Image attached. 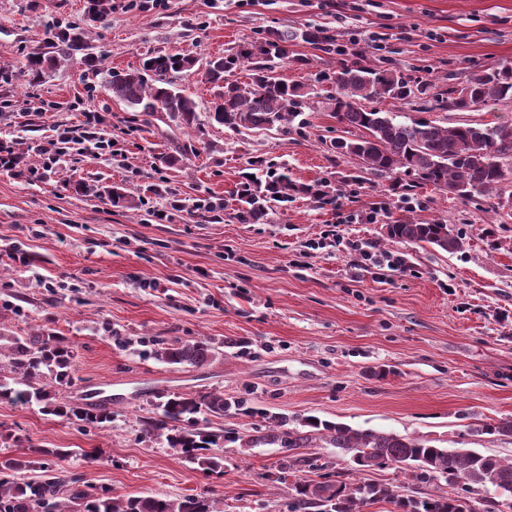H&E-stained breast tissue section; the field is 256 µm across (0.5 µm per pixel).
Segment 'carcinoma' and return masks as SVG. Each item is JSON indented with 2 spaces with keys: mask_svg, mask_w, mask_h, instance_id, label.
I'll list each match as a JSON object with an SVG mask.
<instances>
[{
  "mask_svg": "<svg viewBox=\"0 0 512 512\" xmlns=\"http://www.w3.org/2000/svg\"><path fill=\"white\" fill-rule=\"evenodd\" d=\"M302 41L327 47L332 38L322 29L299 34L273 30L259 42H248L215 56L207 71L209 82L220 88L209 109L211 124L221 125L235 134L244 131L284 129L302 114L310 92L299 83L274 76L285 61L304 64L306 59L289 55L288 44ZM50 47L57 56L34 52L28 59L25 76L39 80L56 59L64 60L87 49L81 33L58 31ZM198 60L186 54L159 51L144 58L138 68L105 71V83L112 97L133 111L154 117L163 112L182 128L198 125L197 104L192 96L176 87L175 79L188 76ZM250 65L251 82L242 84L231 76ZM335 87L328 97L336 119L360 131L352 140L331 142V150L358 158L361 171L377 177L393 174L410 177L407 190L421 185L450 189L463 197L485 194L497 188L512 174V124L485 126L462 123L442 127L432 121L407 123L390 112L367 106L376 99L406 102L414 93L427 88L412 86L399 72L371 67L357 61L342 62L326 77ZM512 100V64H502L472 76L446 92L441 103L459 111H470L488 103ZM238 190L242 208L236 219L244 224L259 221L271 205L285 202L293 193L317 196L320 189L298 186L284 172L262 170V162H248ZM264 171V177L257 176ZM391 239L411 244L426 243L445 251L457 246L448 225L415 222L411 219L387 225ZM155 357L181 367H202L212 358L204 340L160 347ZM74 354L66 338L51 328H41L32 336L0 332V400L35 401L45 412L86 425L104 427L112 422L109 402H60L54 386L73 379ZM266 422V429L240 434L211 428V419H222L229 411ZM288 417L258 413L244 400L229 401L222 392L164 393L156 404L155 417L146 422V432L165 438L195 469L218 473L224 469V456L218 449L224 443L239 444L240 453L252 454L261 446L277 445L289 451L307 447L316 438L329 442L355 465L354 473L403 464L412 478L422 484L444 482L436 494L412 498L396 487L372 483H353L349 473H325L322 480H301L291 487L290 512H361V508L385 501L394 512H477L471 496L494 488L512 499V461L473 450L452 451L398 435L356 430L348 425L303 417L299 426L286 428ZM308 463L303 457L288 454L281 459V478ZM30 462L16 458L0 459V512H219L215 502L197 494L176 500L156 496L114 497L103 487L86 484L82 478L48 463L39 464L40 476H28Z\"/></svg>",
  "mask_w": 512,
  "mask_h": 512,
  "instance_id": "1",
  "label": "carcinoma"
}]
</instances>
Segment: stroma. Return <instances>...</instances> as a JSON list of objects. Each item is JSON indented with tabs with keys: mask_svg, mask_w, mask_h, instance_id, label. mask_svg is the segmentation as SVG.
Returning a JSON list of instances; mask_svg holds the SVG:
<instances>
[{
	"mask_svg": "<svg viewBox=\"0 0 512 512\" xmlns=\"http://www.w3.org/2000/svg\"><path fill=\"white\" fill-rule=\"evenodd\" d=\"M84 32L105 68L138 67L150 51L204 60L267 30L386 34V49L357 59L427 86L406 103L376 101L400 120L444 127L512 122V101L471 111L439 108L449 85L512 63V0H167L144 13L107 12L89 0H0V145L20 161L0 170V332L41 327L74 347L65 400L111 398L104 428L56 417L36 403L0 401V456L34 459L66 448L68 471L114 495L200 494L220 512H288L290 483L278 478L280 449L245 456L226 444L223 476L205 475L165 439L147 434L161 393L223 392L288 417L314 415L358 430L393 433L452 450L512 460V437L484 427L512 418V182L462 197L423 186L404 194L396 177L362 173L329 145L353 139L325 104L338 57L300 40L277 76L310 87L303 127L236 134L210 124L215 90L203 71L184 80L198 103L197 154L168 168L159 156L183 141L174 123L143 122L112 98L80 57L57 62L39 82L23 75L48 29ZM95 112V126L76 110ZM69 150L44 170L56 128ZM113 136L119 155L94 153L90 136ZM288 169L298 184L322 183L323 198L293 196L263 220L235 217L233 192L247 160ZM123 184L132 208L74 190ZM381 212L347 224L349 211ZM166 212L167 220L156 217ZM443 220L450 252L388 237L394 220ZM400 256L376 267L361 251ZM201 339L213 357L200 368L155 359L159 344Z\"/></svg>",
	"mask_w": 512,
	"mask_h": 512,
	"instance_id": "stroma-1",
	"label": "stroma"
}]
</instances>
